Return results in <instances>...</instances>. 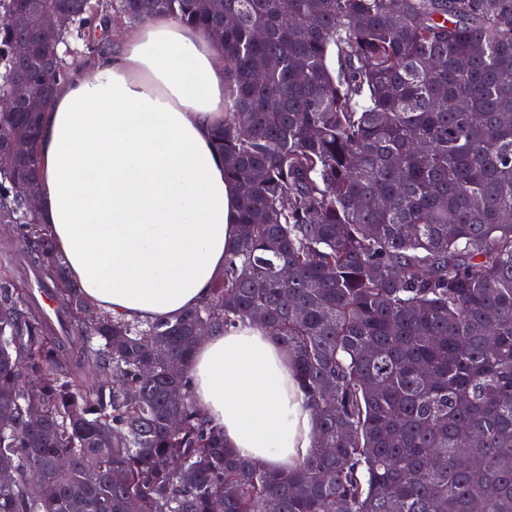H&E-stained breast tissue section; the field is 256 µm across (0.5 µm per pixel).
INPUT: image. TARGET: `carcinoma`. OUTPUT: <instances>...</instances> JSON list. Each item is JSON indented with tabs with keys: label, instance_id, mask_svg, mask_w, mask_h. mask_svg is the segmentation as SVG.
Returning <instances> with one entry per match:
<instances>
[{
	"label": "carcinoma",
	"instance_id": "cac0c4a2",
	"mask_svg": "<svg viewBox=\"0 0 512 512\" xmlns=\"http://www.w3.org/2000/svg\"><path fill=\"white\" fill-rule=\"evenodd\" d=\"M39 11L64 12L57 40ZM162 16L224 56L213 137L239 230L208 302L144 323L85 300L15 191L39 194L37 150L6 151L39 139L112 25ZM72 38L84 55L60 50ZM17 82L34 99L0 112L3 249L66 323L1 255L0 512H512V0H0V94ZM245 321L288 350L314 412L295 467L240 457L193 404L199 327Z\"/></svg>",
	"mask_w": 512,
	"mask_h": 512
}]
</instances>
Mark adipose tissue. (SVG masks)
<instances>
[{"label":"adipose tissue","mask_w":512,"mask_h":512,"mask_svg":"<svg viewBox=\"0 0 512 512\" xmlns=\"http://www.w3.org/2000/svg\"><path fill=\"white\" fill-rule=\"evenodd\" d=\"M224 58L201 31L157 18L58 86L43 117L39 212L96 308L166 320L206 301L237 233L238 194L212 130ZM193 398L225 447L282 469L313 446L287 350L249 323L203 337Z\"/></svg>","instance_id":"ef3b65f1"}]
</instances>
